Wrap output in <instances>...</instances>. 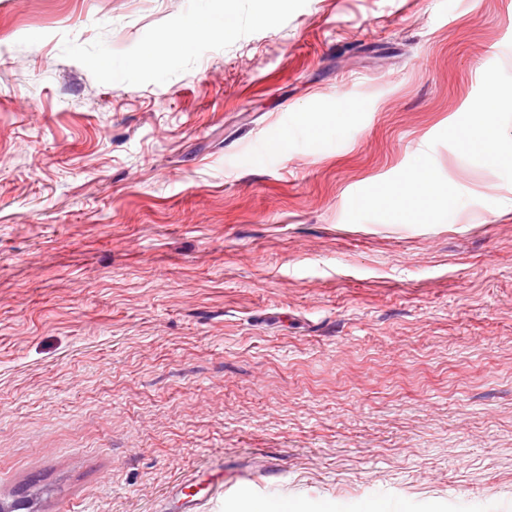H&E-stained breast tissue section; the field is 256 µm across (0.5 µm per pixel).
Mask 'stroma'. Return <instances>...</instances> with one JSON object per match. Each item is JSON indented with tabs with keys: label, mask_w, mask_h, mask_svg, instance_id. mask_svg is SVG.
Returning a JSON list of instances; mask_svg holds the SVG:
<instances>
[{
	"label": "stroma",
	"mask_w": 512,
	"mask_h": 512,
	"mask_svg": "<svg viewBox=\"0 0 512 512\" xmlns=\"http://www.w3.org/2000/svg\"><path fill=\"white\" fill-rule=\"evenodd\" d=\"M495 63L512 0H0V502L512 507V183L431 143ZM427 150L448 221L346 222ZM227 17H230V14L224 11L219 15L213 16L205 28L183 29L172 35V38L179 43L189 44L206 32L216 33L221 36H231L233 35V30L231 24L226 22ZM226 486L228 485H224V470L221 468L217 477L213 478L210 476L206 479V487L204 488L206 492L203 495L197 496V494L185 492V486H182V484L175 485L169 494L180 501L181 507L184 510L183 512H200L205 501L209 497L223 493L224 487Z\"/></svg>",
	"instance_id": "1"
}]
</instances>
